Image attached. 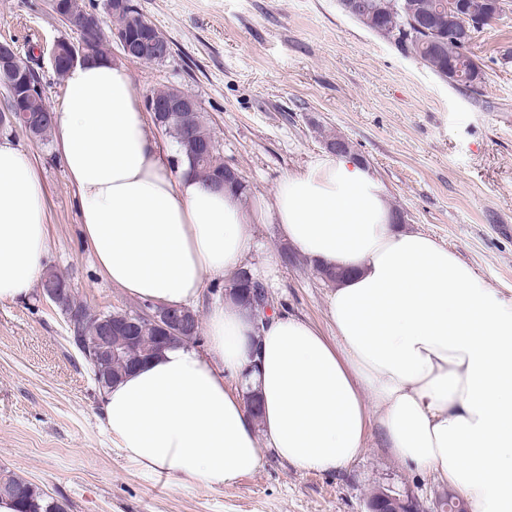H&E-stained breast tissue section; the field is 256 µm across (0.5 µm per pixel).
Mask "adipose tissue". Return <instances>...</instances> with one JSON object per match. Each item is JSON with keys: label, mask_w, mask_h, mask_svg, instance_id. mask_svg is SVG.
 <instances>
[{"label": "adipose tissue", "mask_w": 512, "mask_h": 512, "mask_svg": "<svg viewBox=\"0 0 512 512\" xmlns=\"http://www.w3.org/2000/svg\"><path fill=\"white\" fill-rule=\"evenodd\" d=\"M55 147L100 273L150 303H199L252 249L251 224H279L315 268L346 270L329 292L332 337L285 312L255 332L249 311L213 304L203 346L175 343L102 393L125 458L175 485L221 490L274 455L306 472L357 461L370 429L393 457L461 491L472 512H512V297L449 248L394 226L387 196L351 155L282 178L270 203L207 188L174 168L126 67H71ZM38 172L0 140V303L28 299L48 251ZM258 391L253 422L243 389Z\"/></svg>", "instance_id": "1"}]
</instances>
